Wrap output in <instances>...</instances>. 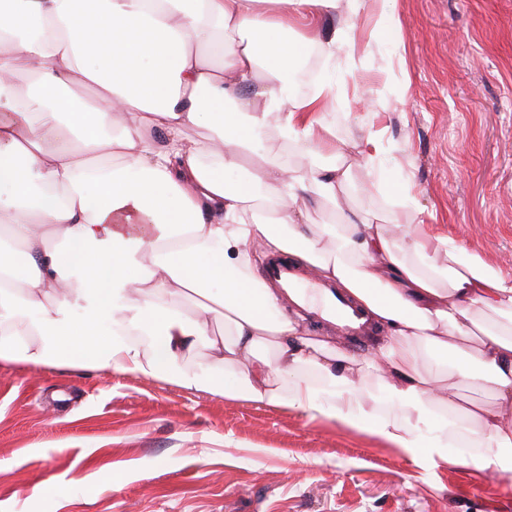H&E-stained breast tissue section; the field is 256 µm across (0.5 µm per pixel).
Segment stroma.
<instances>
[{
    "instance_id": "obj_1",
    "label": "stroma",
    "mask_w": 512,
    "mask_h": 512,
    "mask_svg": "<svg viewBox=\"0 0 512 512\" xmlns=\"http://www.w3.org/2000/svg\"><path fill=\"white\" fill-rule=\"evenodd\" d=\"M320 77L337 142L371 134L352 206L512 273V0H374ZM363 362L379 336L311 326ZM0 512H512V478L428 472L368 433L115 370L0 362Z\"/></svg>"
}]
</instances>
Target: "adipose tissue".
I'll return each mask as SVG.
<instances>
[{"label": "adipose tissue", "instance_id": "ef3b65f1", "mask_svg": "<svg viewBox=\"0 0 512 512\" xmlns=\"http://www.w3.org/2000/svg\"><path fill=\"white\" fill-rule=\"evenodd\" d=\"M368 0H0V231L25 257L0 259V361L78 367L297 408L376 436L422 467L477 448L483 473L512 461V275L428 225L344 209V150L321 122L333 89L299 95L308 48L335 56ZM344 18L337 26L336 18ZM27 63L32 82L18 90ZM233 100L235 111L224 109ZM204 127L191 141L187 128ZM281 148L250 166L257 137ZM303 154V167L285 157ZM246 172L243 183L230 173ZM317 205L338 216L311 224ZM405 229L403 241L389 226ZM307 267L290 305L313 319L374 327L371 387L330 337L307 338L254 276L257 252ZM446 263H438L437 254ZM220 292H213V285ZM204 293L186 313L176 297ZM224 311V335L210 326ZM80 321H72L73 310ZM210 360L188 371L199 342ZM274 343L267 359L260 346ZM431 358L443 372L423 371ZM487 388L492 404L461 400Z\"/></svg>", "mask_w": 512, "mask_h": 512}]
</instances>
